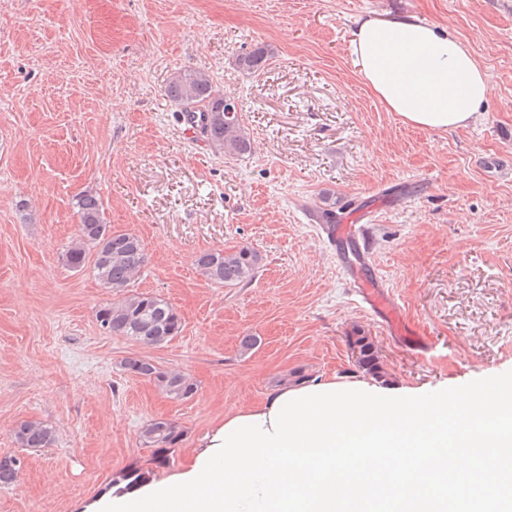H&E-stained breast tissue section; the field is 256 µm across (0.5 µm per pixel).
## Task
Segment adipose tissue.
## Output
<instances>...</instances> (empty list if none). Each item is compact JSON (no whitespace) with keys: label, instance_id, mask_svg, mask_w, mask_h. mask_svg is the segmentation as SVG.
<instances>
[{"label":"adipose tissue","instance_id":"ef3b65f1","mask_svg":"<svg viewBox=\"0 0 512 512\" xmlns=\"http://www.w3.org/2000/svg\"><path fill=\"white\" fill-rule=\"evenodd\" d=\"M350 46L415 127H465L493 92L462 41L414 17L356 19ZM96 512H512V387L285 384L225 414L188 470Z\"/></svg>","mask_w":512,"mask_h":512}]
</instances>
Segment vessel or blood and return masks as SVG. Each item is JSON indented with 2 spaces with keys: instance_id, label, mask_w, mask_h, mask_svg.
Returning <instances> with one entry per match:
<instances>
[{
  "instance_id": "vessel-or-blood-1",
  "label": "vessel or blood",
  "mask_w": 512,
  "mask_h": 512,
  "mask_svg": "<svg viewBox=\"0 0 512 512\" xmlns=\"http://www.w3.org/2000/svg\"><path fill=\"white\" fill-rule=\"evenodd\" d=\"M363 218V213L357 212L326 225L328 244L335 250L336 262L362 306L392 335L412 337V329L375 268L370 253V227Z\"/></svg>"
}]
</instances>
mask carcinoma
Segmentation results:
<instances>
[{
    "label": "carcinoma",
    "instance_id": "cac0c4a2",
    "mask_svg": "<svg viewBox=\"0 0 512 512\" xmlns=\"http://www.w3.org/2000/svg\"><path fill=\"white\" fill-rule=\"evenodd\" d=\"M268 52L257 47L237 57V66L256 73L265 68ZM168 96L182 106V111L207 113L200 134L227 156L242 157L251 153L250 134L241 113L228 116L224 112V95L215 90L210 77L199 71L183 70L173 76L167 86ZM79 216L78 233L66 252L67 264L76 271L92 265L96 278L107 288L123 297L96 311V320L104 332L124 336L137 343L156 346L177 336L182 320L167 301L149 294H125L130 281L146 265L147 253L142 240L131 233H117L107 224L97 195L86 191L76 198ZM261 257L249 247L237 250L215 249L202 253L197 265L205 277L228 287L248 283L255 277ZM348 346L358 351L355 364L362 373L378 382L389 380L381 353L373 338L361 327H354L347 336ZM125 371L154 381L169 397L188 399L196 393L191 379L177 372L164 371L151 360L142 357L124 359ZM23 448H46L54 439L51 427L24 421L15 431ZM184 430L173 421L152 420L142 430L141 437L153 449L155 468L170 462L175 446L182 441ZM20 461L13 455L0 456V485L16 482ZM154 468L129 466L115 472L109 487L131 491L152 479Z\"/></svg>",
    "mask_w": 512,
    "mask_h": 512
}]
</instances>
